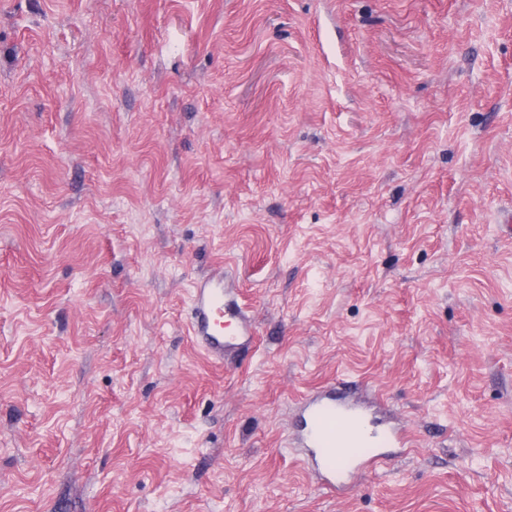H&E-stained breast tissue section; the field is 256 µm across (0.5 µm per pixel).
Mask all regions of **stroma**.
Wrapping results in <instances>:
<instances>
[{"instance_id": "35a3bbf8", "label": "stroma", "mask_w": 512, "mask_h": 512, "mask_svg": "<svg viewBox=\"0 0 512 512\" xmlns=\"http://www.w3.org/2000/svg\"><path fill=\"white\" fill-rule=\"evenodd\" d=\"M507 210L512 0H0V512H512ZM336 378L417 439L342 499ZM192 317L188 336L214 354L224 355L239 339L254 336L249 317L232 291L224 286V276H211L195 283L192 288ZM233 326L231 332L226 329ZM225 329V332H224ZM225 335V336H224ZM353 383L342 380L335 387L309 393L299 403L295 415L294 451L298 462L338 495L345 494L360 474L389 460L394 454L389 448H408L414 443L412 434L398 426H391L384 438L373 431L368 438L376 439L357 443L360 424H370L369 411L383 413V407L378 398L354 397ZM363 446L372 448L370 456L342 467L345 448L356 452Z\"/></svg>"}]
</instances>
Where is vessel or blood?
<instances>
[{
  "mask_svg": "<svg viewBox=\"0 0 512 512\" xmlns=\"http://www.w3.org/2000/svg\"><path fill=\"white\" fill-rule=\"evenodd\" d=\"M192 317L187 332L190 338L212 353H223L237 339L254 335L255 330L224 279L211 276L192 288ZM379 399L353 396L351 384L338 385L309 393L298 405L294 423L295 454L304 469L313 472L323 484L345 494L357 477L392 456L393 449L414 443L404 428L390 427L382 438L369 441V457L342 466L346 449L355 447L362 422L370 412H382Z\"/></svg>",
  "mask_w": 512,
  "mask_h": 512,
  "instance_id": "obj_1",
  "label": "vessel or blood"
}]
</instances>
